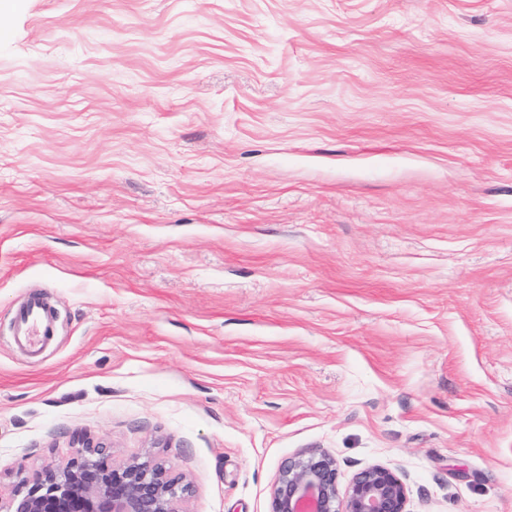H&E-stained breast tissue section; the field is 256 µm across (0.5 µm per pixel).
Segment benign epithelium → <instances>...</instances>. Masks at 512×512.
Listing matches in <instances>:
<instances>
[{
  "mask_svg": "<svg viewBox=\"0 0 512 512\" xmlns=\"http://www.w3.org/2000/svg\"><path fill=\"white\" fill-rule=\"evenodd\" d=\"M104 447L87 446L65 467H48L19 489L4 512H181L189 485L160 464L110 466ZM271 512H406L403 483L389 469L362 471L339 494L335 461L310 453L288 461L274 484Z\"/></svg>",
  "mask_w": 512,
  "mask_h": 512,
  "instance_id": "benign-epithelium-1",
  "label": "benign epithelium"
}]
</instances>
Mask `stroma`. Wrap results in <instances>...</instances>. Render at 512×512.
<instances>
[{
	"label": "stroma",
	"mask_w": 512,
	"mask_h": 512,
	"mask_svg": "<svg viewBox=\"0 0 512 512\" xmlns=\"http://www.w3.org/2000/svg\"><path fill=\"white\" fill-rule=\"evenodd\" d=\"M89 444L512 512V0H0V501ZM15 323V340L32 353L37 352L54 333L51 314L34 301L17 311Z\"/></svg>",
	"instance_id": "obj_1"
}]
</instances>
